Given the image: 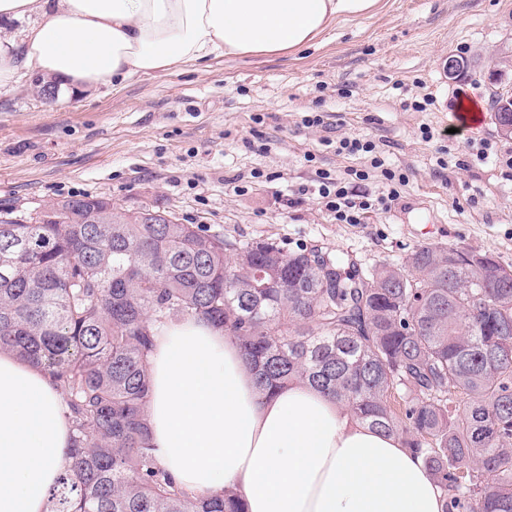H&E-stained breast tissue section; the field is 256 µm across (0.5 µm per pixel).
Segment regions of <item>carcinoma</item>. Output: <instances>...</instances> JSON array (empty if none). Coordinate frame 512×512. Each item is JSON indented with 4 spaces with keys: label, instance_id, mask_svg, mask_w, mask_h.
Masks as SVG:
<instances>
[{
    "label": "carcinoma",
    "instance_id": "cac0c4a2",
    "mask_svg": "<svg viewBox=\"0 0 512 512\" xmlns=\"http://www.w3.org/2000/svg\"><path fill=\"white\" fill-rule=\"evenodd\" d=\"M59 207L0 209V352L49 371L71 429L46 512H246L149 443L154 328L188 317L235 340L259 393L308 385L420 455L442 512H512V267L429 244L364 269L97 196Z\"/></svg>",
    "mask_w": 512,
    "mask_h": 512
}]
</instances>
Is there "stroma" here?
Returning a JSON list of instances; mask_svg holds the SVG:
<instances>
[{
	"mask_svg": "<svg viewBox=\"0 0 512 512\" xmlns=\"http://www.w3.org/2000/svg\"><path fill=\"white\" fill-rule=\"evenodd\" d=\"M451 57L467 62L453 79L443 71ZM29 81L0 88L1 209L104 196L118 211L156 207L232 240L318 248L367 267L424 244L512 266V133L454 117L466 98L491 111L492 92L512 86V0H382L373 17L333 24L292 55L177 65L50 105ZM427 94L435 106L413 110ZM317 110L329 128L305 124ZM351 136L373 154L337 153ZM470 141L489 142L488 157L458 169ZM375 156L405 174L398 199L339 223L309 193L318 173L382 196L389 183Z\"/></svg>",
	"mask_w": 512,
	"mask_h": 512,
	"instance_id": "obj_1",
	"label": "stroma"
}]
</instances>
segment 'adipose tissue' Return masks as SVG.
I'll list each match as a JSON object with an SVG mask.
<instances>
[{
	"label": "adipose tissue",
	"mask_w": 512,
	"mask_h": 512,
	"mask_svg": "<svg viewBox=\"0 0 512 512\" xmlns=\"http://www.w3.org/2000/svg\"><path fill=\"white\" fill-rule=\"evenodd\" d=\"M380 0H0V87L19 71L60 97L186 62L291 55ZM151 446L178 484L239 490L247 512H441L423 460L323 393L292 384L262 396L238 345L188 318L151 356ZM62 398L42 369L0 352V512H45L68 465Z\"/></svg>",
	"instance_id": "adipose-tissue-1"
}]
</instances>
